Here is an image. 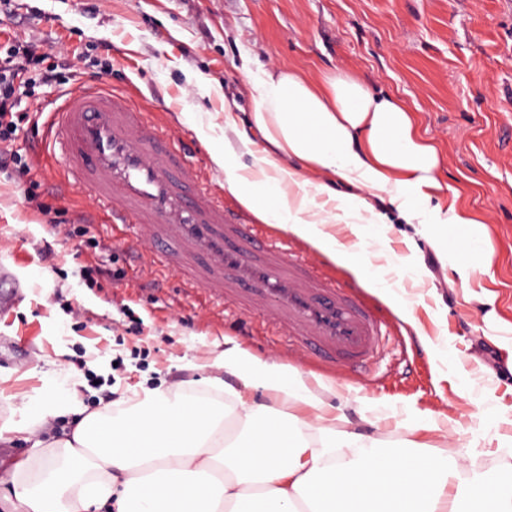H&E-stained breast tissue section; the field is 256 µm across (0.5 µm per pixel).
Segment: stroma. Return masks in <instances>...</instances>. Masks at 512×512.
<instances>
[{
    "label": "stroma",
    "mask_w": 512,
    "mask_h": 512,
    "mask_svg": "<svg viewBox=\"0 0 512 512\" xmlns=\"http://www.w3.org/2000/svg\"><path fill=\"white\" fill-rule=\"evenodd\" d=\"M4 43L69 67L52 86L26 69L18 91L26 119L12 147L30 172L0 171V263L29 287L0 317V424L23 405L72 397L90 413L108 395L117 409L144 383L223 401L208 380L223 377L213 360L230 338L260 359L334 380L354 408L383 403L387 417L372 432L388 445L435 443L424 425L444 414L456 428L445 448L470 444L476 460L505 463L498 445L512 437V355L491 339L512 338V0H11L0 7ZM258 69L358 78L401 100L438 145L446 196L487 227L492 255L476 278L481 301L468 299L426 228L386 209L390 247L406 254L409 236L418 250L403 285L430 343L412 349L391 307L362 287L391 341L374 368L334 379L260 317L151 266L149 242L115 246L87 192L36 154L49 110L104 77L167 128L226 205L240 207L211 150L227 143L225 102L236 103L240 128L253 130L249 80ZM32 183L34 206L23 194ZM85 214L95 250L68 234ZM92 265L111 278L88 284Z\"/></svg>",
    "instance_id": "1"
}]
</instances>
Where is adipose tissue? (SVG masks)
Segmentation results:
<instances>
[{
  "mask_svg": "<svg viewBox=\"0 0 512 512\" xmlns=\"http://www.w3.org/2000/svg\"><path fill=\"white\" fill-rule=\"evenodd\" d=\"M249 86L265 148L248 164L228 148L212 159L263 223L350 267L411 325L412 303L393 278L407 259L390 248L375 200L424 224L445 255L467 230L471 254L455 265L462 287L488 265L485 226L439 202L437 149L401 101L342 75L313 82L291 70L262 72ZM332 179L353 188L333 207L326 201ZM214 365L231 376L214 384L230 406L204 402L186 419L181 392L142 388L126 415L89 414L71 436L32 448L1 472L13 512H473L477 504L512 512V465L474 471L468 447L382 452L381 439L364 431L367 417L334 405L332 385L255 358L232 339ZM273 403L301 413L271 428L264 413ZM229 416L237 433L224 428ZM131 418L140 423L134 440Z\"/></svg>",
  "mask_w": 512,
  "mask_h": 512,
  "instance_id": "ef3b65f1",
  "label": "adipose tissue"
}]
</instances>
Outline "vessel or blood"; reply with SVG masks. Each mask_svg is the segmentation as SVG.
I'll return each instance as SVG.
<instances>
[{
  "label": "vessel or blood",
  "instance_id": "1",
  "mask_svg": "<svg viewBox=\"0 0 512 512\" xmlns=\"http://www.w3.org/2000/svg\"><path fill=\"white\" fill-rule=\"evenodd\" d=\"M51 157L84 186L109 224L150 241L152 264L189 272L206 296L246 307L331 368L368 366L382 328L373 311L293 255L268 225L226 208L169 135L98 79L48 114ZM12 269L0 264V310L18 303Z\"/></svg>",
  "mask_w": 512,
  "mask_h": 512
}]
</instances>
